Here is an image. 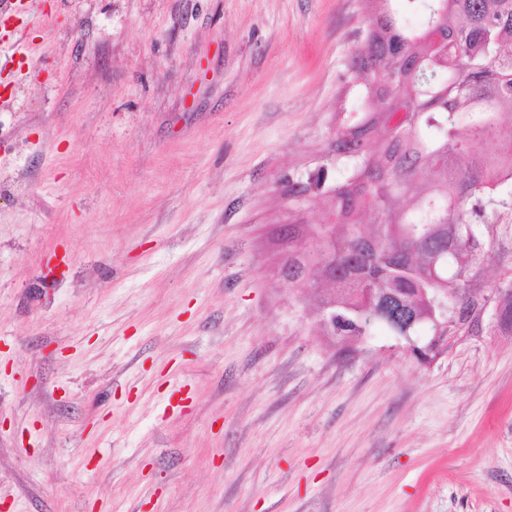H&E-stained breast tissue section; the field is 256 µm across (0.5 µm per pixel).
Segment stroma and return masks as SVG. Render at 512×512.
Wrapping results in <instances>:
<instances>
[{
	"mask_svg": "<svg viewBox=\"0 0 512 512\" xmlns=\"http://www.w3.org/2000/svg\"><path fill=\"white\" fill-rule=\"evenodd\" d=\"M367 0H37L0 25V512H512V335L314 327ZM323 174L325 192L304 191ZM512 275V213L483 227Z\"/></svg>",
	"mask_w": 512,
	"mask_h": 512,
	"instance_id": "35a3bbf8",
	"label": "stroma"
}]
</instances>
